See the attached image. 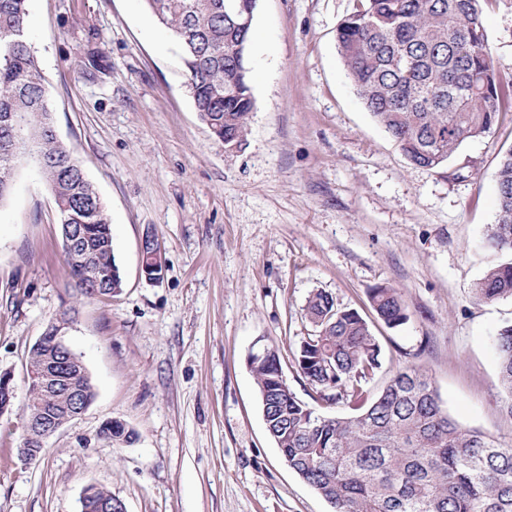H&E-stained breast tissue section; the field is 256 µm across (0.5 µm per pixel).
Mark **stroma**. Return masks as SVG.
<instances>
[{"label": "stroma", "instance_id": "1", "mask_svg": "<svg viewBox=\"0 0 512 512\" xmlns=\"http://www.w3.org/2000/svg\"><path fill=\"white\" fill-rule=\"evenodd\" d=\"M356 3L258 0L255 106L245 142L228 149L195 111L179 47L142 0H29L55 129L106 206L123 288L77 297L51 193L21 168L0 207V372L15 386L0 415V512H79L90 484L127 512H333L268 436L248 367L273 347L298 399L324 416L350 414L342 402H313L297 367L317 289L359 312L379 342L366 397L414 366L459 424L512 440L494 350L512 298L471 294L491 259L485 239L512 112L443 167L410 164L337 51L336 28ZM483 23L511 83L512 0H485ZM149 231L165 261L157 282L141 272ZM378 285L400 289L405 325L377 317L369 290ZM69 308L65 340L96 397L24 462L28 351ZM109 420L136 441L98 442Z\"/></svg>", "mask_w": 512, "mask_h": 512}]
</instances>
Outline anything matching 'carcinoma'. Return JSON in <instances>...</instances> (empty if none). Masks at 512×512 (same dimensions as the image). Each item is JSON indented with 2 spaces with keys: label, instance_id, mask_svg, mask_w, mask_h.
Wrapping results in <instances>:
<instances>
[{
  "label": "carcinoma",
  "instance_id": "carcinoma-1",
  "mask_svg": "<svg viewBox=\"0 0 512 512\" xmlns=\"http://www.w3.org/2000/svg\"><path fill=\"white\" fill-rule=\"evenodd\" d=\"M483 0H357L336 29L338 53L374 121L408 161L434 169L466 141L491 132L512 90L502 84L482 21ZM181 51L185 87L207 126L221 125L224 146L246 140L254 99L249 69L232 48L240 32L224 17V0H144ZM28 0H0V206L22 166L35 168L50 190L60 223L80 224L62 241L74 288L82 298L108 297L116 266L105 205L73 152L58 138L27 37ZM497 221L487 245L497 255L472 289L479 302L512 298V150L497 173ZM93 272L92 281L85 274ZM380 320H409L400 291L370 290ZM313 334L297 365L315 399L349 401L354 413L326 417L298 400L279 379L277 351L249 360L266 428L288 467L334 512H512V444L462 427L443 409L430 378L397 372L373 399L363 382L380 367L368 323L316 290L305 306ZM502 410L512 417V325L495 339ZM48 346L30 349L27 375L38 373ZM67 382L54 392L30 385L26 409L65 410Z\"/></svg>",
  "mask_w": 512,
  "mask_h": 512
}]
</instances>
